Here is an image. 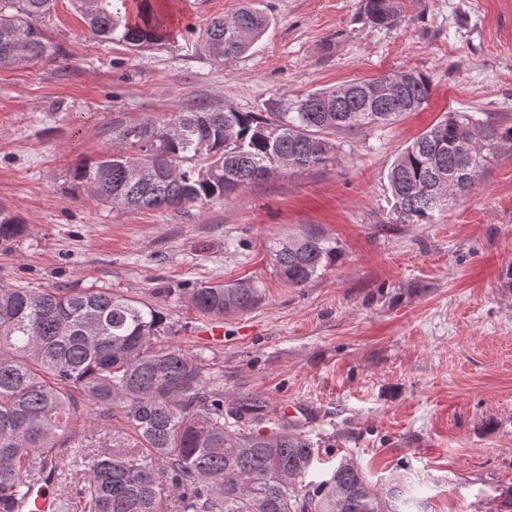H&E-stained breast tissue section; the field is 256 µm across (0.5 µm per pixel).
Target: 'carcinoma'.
<instances>
[{
	"instance_id": "cac0c4a2",
	"label": "carcinoma",
	"mask_w": 512,
	"mask_h": 512,
	"mask_svg": "<svg viewBox=\"0 0 512 512\" xmlns=\"http://www.w3.org/2000/svg\"><path fill=\"white\" fill-rule=\"evenodd\" d=\"M72 0L90 32L137 50L172 36L161 5L140 0ZM363 19L393 26L401 0H362ZM55 0H0V69L57 58L41 26ZM269 26L256 0H243L227 22L214 17L203 47L218 62L238 58ZM431 82L399 68L370 81L284 92L261 112L231 107L178 112L163 124H115L122 144L73 179L104 205L123 210H181L228 201L239 188L333 160L328 135L385 126L427 104ZM512 149V127L500 129L467 112H449L412 140L388 174L399 224H428L452 205L439 184L469 191L489 156ZM27 225L0 207V247ZM336 247L305 233L269 246L279 279L300 287ZM197 312L213 317L250 308L257 289L220 284L188 292ZM167 314L105 287L28 288L0 283V512H14L29 485L51 471L75 493L54 496L52 512H419L426 499L396 477L372 486L344 458L330 478L310 479L318 449L283 422L268 434L245 424L248 407L224 411L219 382L207 381L201 356L171 341ZM100 419L119 417L128 432L88 453L75 447L77 397Z\"/></svg>"
}]
</instances>
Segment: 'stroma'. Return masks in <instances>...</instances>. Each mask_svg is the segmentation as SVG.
I'll return each instance as SVG.
<instances>
[{
	"label": "stroma",
	"instance_id": "35a3bbf8",
	"mask_svg": "<svg viewBox=\"0 0 512 512\" xmlns=\"http://www.w3.org/2000/svg\"><path fill=\"white\" fill-rule=\"evenodd\" d=\"M169 41L131 51L95 38L70 0L44 26L61 53L0 69V206L28 231L0 247V283L105 285L164 308L174 341L224 378V406L291 425L320 449L315 480L353 458L366 479L409 472L428 512H512V152L428 224H397L387 174L448 112L512 126V0H403L390 28L361 0H260L271 23L221 64L198 37L242 0H169ZM407 68L427 105L384 128L335 135L327 165L181 212L95 201L74 168L113 149L117 123L163 121ZM313 231L336 256L305 286L276 276L273 241ZM249 284L259 298L206 334L186 289Z\"/></svg>",
	"mask_w": 512,
	"mask_h": 512
}]
</instances>
